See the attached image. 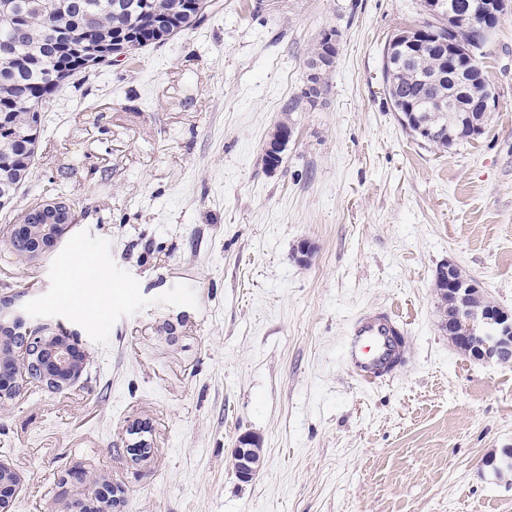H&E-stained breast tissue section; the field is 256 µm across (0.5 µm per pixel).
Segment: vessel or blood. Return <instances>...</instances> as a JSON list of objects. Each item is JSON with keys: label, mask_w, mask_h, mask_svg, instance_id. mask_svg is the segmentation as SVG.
<instances>
[{"label": "vessel or blood", "mask_w": 512, "mask_h": 512, "mask_svg": "<svg viewBox=\"0 0 512 512\" xmlns=\"http://www.w3.org/2000/svg\"><path fill=\"white\" fill-rule=\"evenodd\" d=\"M399 327L386 313H362L353 318L344 338V357L368 386L389 376V365L400 356L394 342Z\"/></svg>", "instance_id": "obj_1"}]
</instances>
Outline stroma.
<instances>
[{
  "label": "stroma",
  "instance_id": "obj_1",
  "mask_svg": "<svg viewBox=\"0 0 512 512\" xmlns=\"http://www.w3.org/2000/svg\"><path fill=\"white\" fill-rule=\"evenodd\" d=\"M424 19L422 0H211L193 29L55 95L0 208V298L74 336L83 368L0 401L8 512H73L93 479L119 490L114 512H512V477L488 465L512 448V364L456 349L433 288L451 261L512 311V13L483 49L484 131L445 151L383 89L388 38ZM331 30L325 94L287 113ZM48 190L73 224L15 253ZM79 254L108 271L106 293ZM366 310L405 338L371 388L343 358ZM243 434L261 455L247 482ZM253 442V439L249 435L244 434L240 436L238 445L234 451V466L237 475L243 481H249L253 477L252 460L250 457V453L252 452L250 446Z\"/></svg>",
  "mask_w": 512,
  "mask_h": 512
}]
</instances>
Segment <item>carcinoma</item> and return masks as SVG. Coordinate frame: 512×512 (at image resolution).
Masks as SVG:
<instances>
[{
	"label": "carcinoma",
	"mask_w": 512,
	"mask_h": 512,
	"mask_svg": "<svg viewBox=\"0 0 512 512\" xmlns=\"http://www.w3.org/2000/svg\"><path fill=\"white\" fill-rule=\"evenodd\" d=\"M0 14V46L12 45L0 54V199L10 202L25 182L34 151L27 149L24 134L40 123L52 93L74 74L106 62L98 46L122 39L132 53L160 44L193 28L209 7V0H9ZM169 18V27L159 32L153 14ZM426 26L412 30L419 42L409 59L396 54L384 60L385 91L391 105L410 106L423 120L438 115L449 135L428 142L450 148L474 138L466 124L467 113L459 111L461 99L448 97L455 86V71L470 68L480 84L476 92L490 88L480 61L454 58L428 35ZM439 29L449 39L483 47V27L455 31L448 17Z\"/></svg>",
	"instance_id": "1"
}]
</instances>
